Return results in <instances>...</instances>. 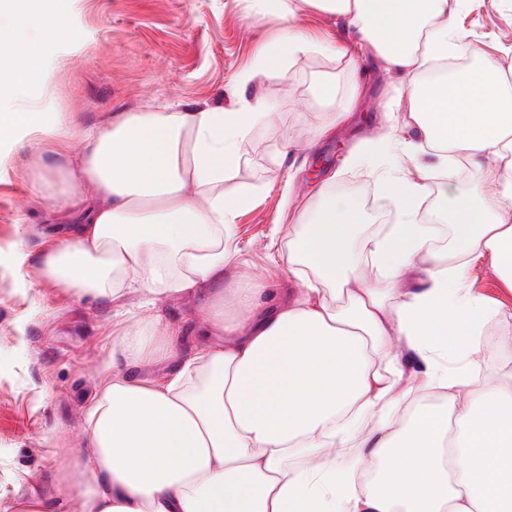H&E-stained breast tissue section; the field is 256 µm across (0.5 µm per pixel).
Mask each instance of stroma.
<instances>
[{
  "mask_svg": "<svg viewBox=\"0 0 512 512\" xmlns=\"http://www.w3.org/2000/svg\"><path fill=\"white\" fill-rule=\"evenodd\" d=\"M63 7L76 36L44 47L45 79L32 100L36 111L63 113L76 127L165 103L229 102L238 74L284 25L274 14L246 13L240 0H64ZM458 25L487 54L512 64V0H468ZM291 73L263 83L264 107L275 120L255 125L242 144L248 166L224 184L228 196L244 188L257 194L237 217L231 242L234 272L246 286L288 284V209L321 185L384 200L368 170L351 167L349 157L367 154L385 104L394 106L397 138L418 139L397 106L398 80L356 48L299 56ZM321 78L342 93L358 78L366 86L351 117L326 138L315 135L331 116L315 89ZM28 140L24 127L0 137V512L59 496L64 464L86 446V408L111 371L115 333L135 325L139 304L180 329L196 316L192 303L165 295L136 293L124 305H102L38 276L37 252L76 212L55 184L39 179ZM287 142L294 149L283 162ZM470 275L498 310L482 334L486 378L502 363L500 339L512 336V293L488 259L474 261Z\"/></svg>",
  "mask_w": 512,
  "mask_h": 512,
  "instance_id": "35a3bbf8",
  "label": "stroma"
}]
</instances>
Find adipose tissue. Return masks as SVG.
<instances>
[{
	"mask_svg": "<svg viewBox=\"0 0 512 512\" xmlns=\"http://www.w3.org/2000/svg\"><path fill=\"white\" fill-rule=\"evenodd\" d=\"M17 2L0 133L78 141L50 162L77 220L43 250L39 276L96 302L139 290L198 301L191 356L154 316L113 345L86 455L64 470L79 512H512V337L499 343L505 365L476 389L493 310L465 284L487 256L512 292V80L460 35L466 0H274L287 24L229 106L115 112L79 131L23 106L43 78L42 48L74 32L59 0ZM307 5L343 21L338 51L356 47L399 78L420 140L401 143L385 124L372 154L353 157L400 209L362 240L359 261L345 248L363 204L326 185L303 202L288 230L299 287L272 298L230 275L224 242L253 195L225 197L224 183L270 117L249 86L287 79L293 58L324 50L293 24ZM460 159L470 191L452 197ZM431 198L452 201L454 253H439L436 227L418 219ZM149 363L169 370L142 375ZM424 393L444 401L397 428L390 414ZM374 461V485L360 486L358 467Z\"/></svg>",
	"mask_w": 512,
	"mask_h": 512,
	"instance_id": "1",
	"label": "adipose tissue"
}]
</instances>
